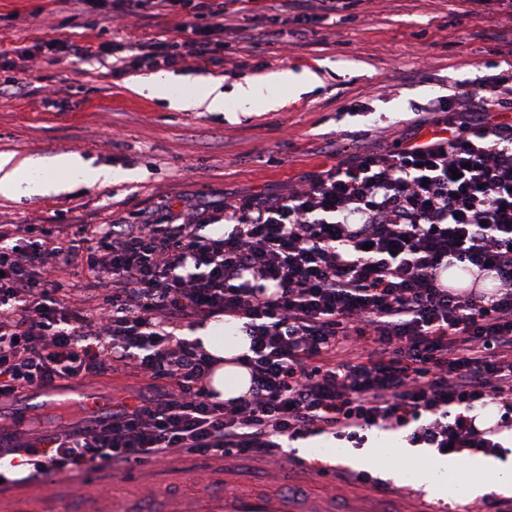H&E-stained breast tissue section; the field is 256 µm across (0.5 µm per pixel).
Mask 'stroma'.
Instances as JSON below:
<instances>
[{
    "instance_id": "stroma-1",
    "label": "stroma",
    "mask_w": 512,
    "mask_h": 512,
    "mask_svg": "<svg viewBox=\"0 0 512 512\" xmlns=\"http://www.w3.org/2000/svg\"><path fill=\"white\" fill-rule=\"evenodd\" d=\"M0 62L25 69L30 92L0 95V153L48 159L71 152L93 167L118 172L107 186L69 183L47 196L13 199L0 195V222L51 224L60 216L111 223L114 215L141 210L161 216L175 195L202 200L268 194L321 169L327 140L337 131L364 135L365 145L395 149L410 105L423 106L451 94L456 85L493 74L498 57H512V26L495 14L477 13L473 0H362L351 13L307 22L305 39L293 44L243 41L221 67L188 64L173 75L198 89L212 78L225 87L260 80L273 108L243 111L227 100L221 112H184L133 94L128 78L112 76L110 60L56 65L29 63L23 49L51 39L95 40L107 30L120 45L145 43L173 31L175 19L128 17L105 9L64 10L57 0H0ZM320 72L322 86L298 90L279 84L278 74ZM312 466L337 476L356 474L353 451L314 436L300 442ZM187 453L173 463L137 467L129 477L90 472L56 473L0 491L9 499L39 495L47 512H103L153 495L151 512L174 503L199 507L217 494L208 470ZM367 473L396 488L393 512H416L429 494L396 479L394 466L375 460ZM230 487L244 493H282L275 465L228 473Z\"/></svg>"
}]
</instances>
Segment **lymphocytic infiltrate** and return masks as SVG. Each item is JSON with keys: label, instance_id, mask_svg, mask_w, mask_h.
Returning a JSON list of instances; mask_svg holds the SVG:
<instances>
[{"label": "lymphocytic infiltrate", "instance_id": "lymphocytic-infiltrate-1", "mask_svg": "<svg viewBox=\"0 0 512 512\" xmlns=\"http://www.w3.org/2000/svg\"><path fill=\"white\" fill-rule=\"evenodd\" d=\"M239 0H115L177 19L176 33L117 58L113 76L224 60ZM490 75L443 97L455 123L407 120L392 151L356 150L282 196L176 197L160 218L0 224V404L117 364L151 382L60 426L0 436L34 473L76 476L193 453L261 460L327 435L361 448L372 429L413 448L503 456L512 430V111ZM222 231H215V224ZM492 288H451L453 266ZM243 322L248 395L215 400L212 358L177 327ZM108 347H101V338ZM498 409L495 426L475 413Z\"/></svg>", "mask_w": 512, "mask_h": 512}]
</instances>
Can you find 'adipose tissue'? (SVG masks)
Segmentation results:
<instances>
[{"label": "adipose tissue", "mask_w": 512, "mask_h": 512, "mask_svg": "<svg viewBox=\"0 0 512 512\" xmlns=\"http://www.w3.org/2000/svg\"><path fill=\"white\" fill-rule=\"evenodd\" d=\"M174 80L165 73H156L136 79L131 89L147 99H166L179 111L220 112L224 109V82L216 79L202 90H188L173 94ZM54 186L39 170L38 160L19 159L12 154H0V195L6 197L47 194ZM238 319L213 321L207 326L189 332L188 337L200 341L203 349L216 359L217 364L208 378V386L220 399L228 400L245 395L251 380L248 370L239 365L238 357L246 354L249 339L241 330Z\"/></svg>", "instance_id": "obj_1"}]
</instances>
